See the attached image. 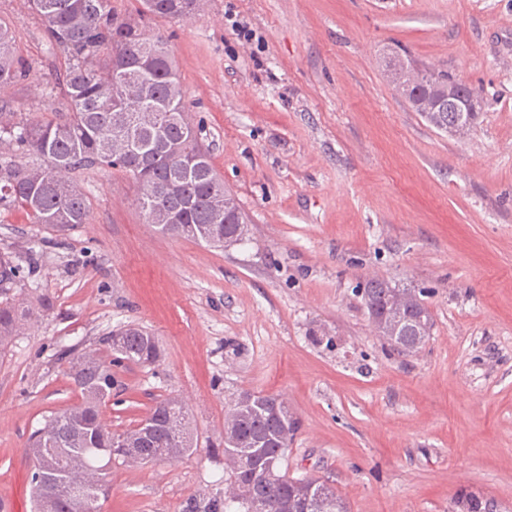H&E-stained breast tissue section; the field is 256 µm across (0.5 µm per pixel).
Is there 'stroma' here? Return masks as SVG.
Masks as SVG:
<instances>
[{
	"label": "stroma",
	"instance_id": "1",
	"mask_svg": "<svg viewBox=\"0 0 512 512\" xmlns=\"http://www.w3.org/2000/svg\"><path fill=\"white\" fill-rule=\"evenodd\" d=\"M29 81L19 112L61 107L58 68L27 0H0ZM168 37L203 142L247 220L212 248L145 223L125 176L83 173L89 223L60 231L0 212L10 296L32 318L0 346V502L34 512L26 445L78 404L66 371L138 324L151 366L112 365L102 418L120 432L180 398L198 449L113 463L100 512H207L224 500V413L283 398L299 427L283 468L351 512H449L468 489L512 505V0H203ZM446 71L483 96L458 138L395 91L385 60ZM423 289L418 354L375 332L371 277Z\"/></svg>",
	"mask_w": 512,
	"mask_h": 512
}]
</instances>
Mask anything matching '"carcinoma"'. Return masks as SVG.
I'll return each mask as SVG.
<instances>
[{
  "label": "carcinoma",
  "mask_w": 512,
  "mask_h": 512,
  "mask_svg": "<svg viewBox=\"0 0 512 512\" xmlns=\"http://www.w3.org/2000/svg\"><path fill=\"white\" fill-rule=\"evenodd\" d=\"M136 15L122 14L112 0H28L44 23L50 53L65 60L62 72L66 105L38 115L11 111L0 98V210L21 209L32 223L58 229L87 224L90 206L74 174L107 168L131 177L136 202L146 223L163 234L212 247L243 241L246 224L239 203L224 210V187L191 121L190 105L179 81L168 39L147 29L142 18L188 19L199 0H139ZM396 90L432 126L448 131L454 106L448 82L460 99H482L479 89L445 73L417 70L408 59L387 64ZM31 79V70L15 54L10 28L0 22V90ZM127 112L137 121L124 133L114 117ZM0 345L22 326L28 312L2 289ZM372 321L384 324L382 338L397 353L422 349L433 326L421 291L385 277L368 279L361 292ZM403 308L393 322L394 305ZM109 348L138 365L161 358L158 339L128 326L110 337ZM68 377L81 402L45 419L28 441L33 483L40 512H84L81 496H108L107 469L124 464L175 461L194 450V435L184 407L169 397L150 409L135 427L112 431L100 409L112 394V371L95 350L73 361ZM298 428L288 405L273 395L245 393L224 414L227 487L224 512H244L247 497L262 487L268 512H349L347 502L319 478H292L282 471L288 444ZM58 448V466L81 494L66 493L46 478L45 455ZM452 512H512L496 499L461 490Z\"/></svg>",
  "instance_id": "carcinoma-1"
}]
</instances>
